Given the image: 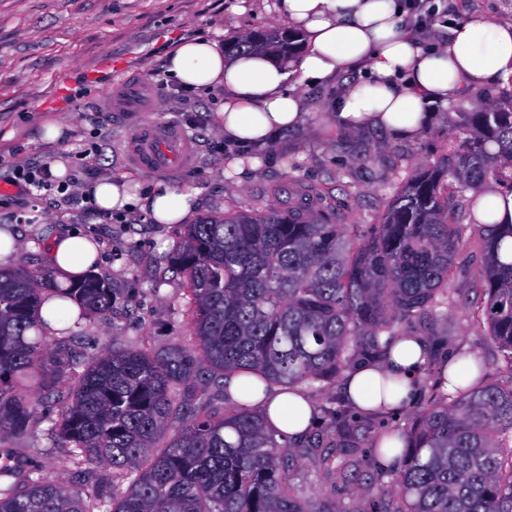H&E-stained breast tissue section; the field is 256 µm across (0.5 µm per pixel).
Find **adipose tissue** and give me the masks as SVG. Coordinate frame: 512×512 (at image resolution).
Instances as JSON below:
<instances>
[{
    "mask_svg": "<svg viewBox=\"0 0 512 512\" xmlns=\"http://www.w3.org/2000/svg\"><path fill=\"white\" fill-rule=\"evenodd\" d=\"M277 13L299 31L305 50L295 66L270 56H230L210 37L183 40L164 58L167 78L183 87L216 92L214 125L229 143L248 148L273 144L306 125L313 110L289 82L297 69L311 86L336 88L328 117L348 131L378 128L396 140H415L431 123L433 107L447 108L462 92L512 76V22L476 17L453 26L447 41L425 43L403 23L402 0H278ZM358 72L361 79L347 76ZM200 188L160 184L133 194L121 178L105 176L88 189L98 212L140 210L156 224H181L198 209ZM46 259L68 277L83 275L99 245L77 231L52 235ZM428 358L425 340L406 332L392 337L378 361H365L343 380L345 400L365 413L397 412L417 394ZM234 402L258 408L277 440L297 439L317 419L313 399L298 388H269L256 377L229 379Z\"/></svg>",
    "mask_w": 512,
    "mask_h": 512,
    "instance_id": "obj_1",
    "label": "adipose tissue"
}]
</instances>
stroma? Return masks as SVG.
Here are the masks:
<instances>
[{"instance_id":"stroma-1","label":"stroma","mask_w":512,"mask_h":512,"mask_svg":"<svg viewBox=\"0 0 512 512\" xmlns=\"http://www.w3.org/2000/svg\"><path fill=\"white\" fill-rule=\"evenodd\" d=\"M276 2L0 0V174L12 165L59 159L70 172L87 167L88 185L104 175L154 185L158 176L129 166L125 149L138 123L158 118L180 125L197 143L196 162L179 181L201 188L200 214L281 208L301 185L332 198L345 210L348 223L364 235L380 223L408 174L456 146L448 131L449 113L491 106L512 94L507 81L479 94L467 92L449 102L418 140L405 142L376 129H340L324 113L332 90L306 85L302 92L316 113L310 126L288 131L277 143L254 152L256 168L235 169V153L225 147L212 122L213 95L177 93L164 73V56L185 38L202 35L224 41L279 24ZM108 55L122 58L127 77L168 89L161 112L104 115L102 100L117 80L100 67ZM47 118L69 126L62 143H41L39 129ZM2 224L11 225L20 242L17 254L7 261L11 267L46 268L44 234L52 228H75L99 243L101 262L95 273L111 284L117 304L112 316L84 321L76 346L81 358L114 344L152 354L183 352L180 397L220 415L235 411L219 374L195 343L188 282L170 267L181 225L152 223L137 210L106 224L85 204L71 205L55 196L36 202L12 185L0 191ZM481 261L478 244L461 251L447 305L393 328L397 334L424 337L430 347L412 406L373 416L348 409L350 426L343 430L333 416L336 407L346 404L340 382L307 387L318 408L317 423L309 436V452L299 457L289 479L308 512H385L394 498L379 497L378 490L391 488L397 473L377 463L380 436L408 432L419 414L442 400L440 372L450 356H474L481 384L512 385V360L477 321L482 296L472 281ZM59 410L51 402L38 406L28 431L1 439L0 447L20 459L40 458L48 478L69 480L73 469L66 460L67 443L51 426Z\"/></svg>"}]
</instances>
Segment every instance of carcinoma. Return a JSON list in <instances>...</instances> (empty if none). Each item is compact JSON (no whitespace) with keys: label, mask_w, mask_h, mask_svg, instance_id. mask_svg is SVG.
<instances>
[{"label":"carcinoma","mask_w":512,"mask_h":512,"mask_svg":"<svg viewBox=\"0 0 512 512\" xmlns=\"http://www.w3.org/2000/svg\"><path fill=\"white\" fill-rule=\"evenodd\" d=\"M224 42L230 54L301 48L286 27ZM460 146L418 167L381 223L358 242L345 213L312 189L288 209L207 215L184 225L174 264L194 299L195 336L224 379L255 376L294 388L332 380L366 349L381 351L394 325L448 298L456 257L477 230L491 336L512 359V262L499 225L475 216L492 181L512 194V98L448 113ZM68 300L77 317L44 340L42 307ZM114 292L86 274L0 266V438L28 429L43 400L78 365L82 321L112 314ZM179 354L104 349L81 372L54 425L76 469L50 481L40 461L0 451V512H307L288 482L297 453L259 415L218 416L180 399ZM171 435H166L167 431ZM393 512H512V387H454L417 417Z\"/></svg>","instance_id":"cac0c4a2"}]
</instances>
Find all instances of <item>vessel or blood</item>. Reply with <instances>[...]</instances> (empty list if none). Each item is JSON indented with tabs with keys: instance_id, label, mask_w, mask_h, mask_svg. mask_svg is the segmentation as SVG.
Segmentation results:
<instances>
[{
	"instance_id": "vessel-or-blood-1",
	"label": "vessel or blood",
	"mask_w": 512,
	"mask_h": 512,
	"mask_svg": "<svg viewBox=\"0 0 512 512\" xmlns=\"http://www.w3.org/2000/svg\"><path fill=\"white\" fill-rule=\"evenodd\" d=\"M162 106L156 85L144 80L119 81L109 97L108 112H155ZM192 139L171 121H153L136 127L131 135L126 160L134 168L157 176H177L194 161Z\"/></svg>"
}]
</instances>
